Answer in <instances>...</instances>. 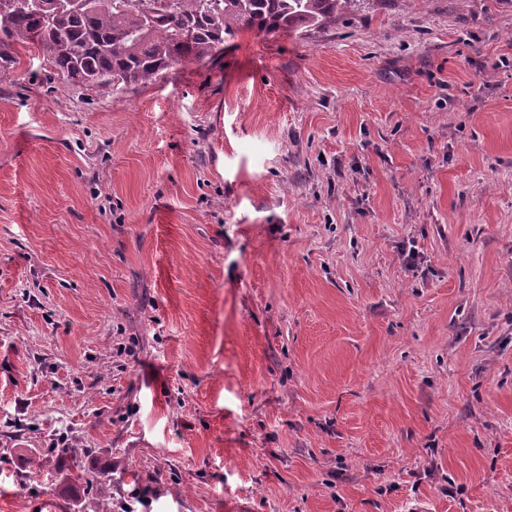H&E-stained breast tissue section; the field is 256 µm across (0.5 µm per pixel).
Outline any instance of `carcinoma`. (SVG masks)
I'll list each match as a JSON object with an SVG mask.
<instances>
[{
    "instance_id": "cac0c4a2",
    "label": "carcinoma",
    "mask_w": 512,
    "mask_h": 512,
    "mask_svg": "<svg viewBox=\"0 0 512 512\" xmlns=\"http://www.w3.org/2000/svg\"><path fill=\"white\" fill-rule=\"evenodd\" d=\"M357 0H0V72L36 47L70 86L122 91L210 60L243 31L322 27Z\"/></svg>"
}]
</instances>
